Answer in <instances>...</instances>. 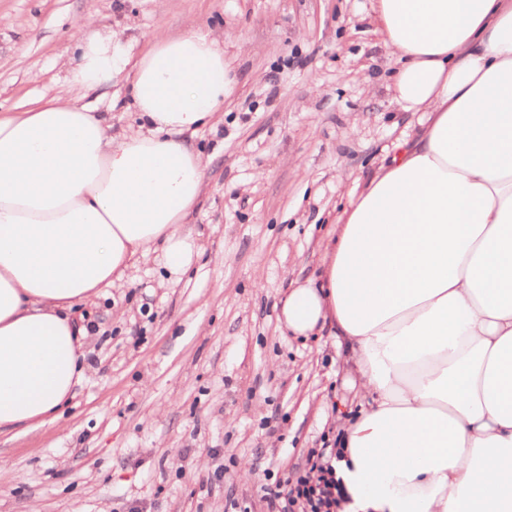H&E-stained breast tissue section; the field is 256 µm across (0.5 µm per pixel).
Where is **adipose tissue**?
<instances>
[{
    "label": "adipose tissue",
    "instance_id": "1",
    "mask_svg": "<svg viewBox=\"0 0 512 512\" xmlns=\"http://www.w3.org/2000/svg\"><path fill=\"white\" fill-rule=\"evenodd\" d=\"M390 89L416 141L338 215L321 284L290 290L296 336L333 326L372 404L336 464L346 512H512V0H376ZM58 96L0 113V430L55 423L87 363L75 305L181 231L230 80L212 33L156 32L128 63L86 18ZM132 65L138 128L71 99Z\"/></svg>",
    "mask_w": 512,
    "mask_h": 512
}]
</instances>
